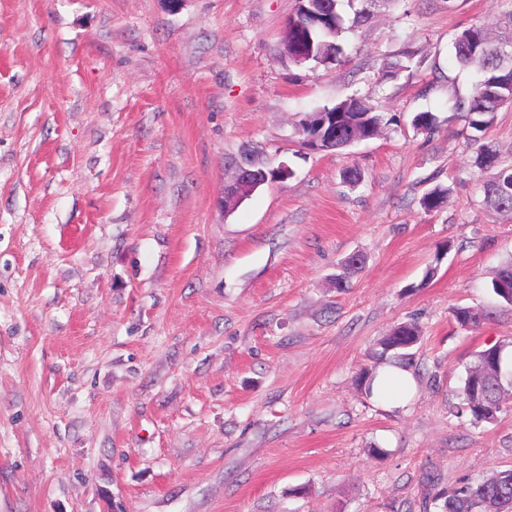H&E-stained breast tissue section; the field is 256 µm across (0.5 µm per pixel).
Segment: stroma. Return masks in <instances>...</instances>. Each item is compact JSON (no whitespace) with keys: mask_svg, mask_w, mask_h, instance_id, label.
Wrapping results in <instances>:
<instances>
[{"mask_svg":"<svg viewBox=\"0 0 512 512\" xmlns=\"http://www.w3.org/2000/svg\"><path fill=\"white\" fill-rule=\"evenodd\" d=\"M297 7L0 0V512H423L512 468V412L455 415L475 352L512 356V215L451 110L477 80L456 35H512V5L395 0L329 67L289 60ZM353 95L382 133L305 146L300 120ZM247 147L293 175L227 216ZM410 322L414 392L386 406L364 376ZM509 288H501L502 284ZM494 293L507 305L512 306V260L503 263L492 281ZM420 332L415 323L400 324L383 340V348L385 351L408 349L417 342Z\"/></svg>","mask_w":512,"mask_h":512,"instance_id":"1","label":"stroma"}]
</instances>
